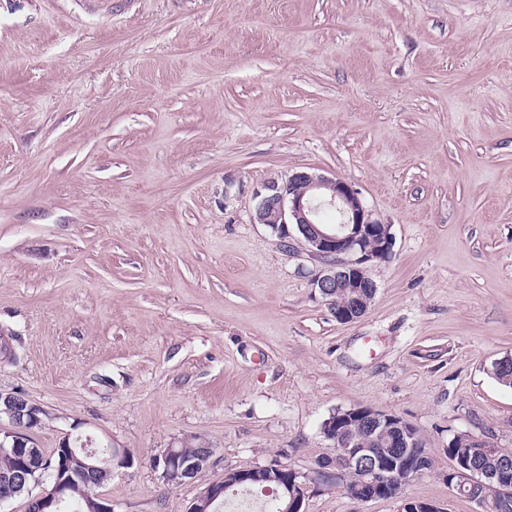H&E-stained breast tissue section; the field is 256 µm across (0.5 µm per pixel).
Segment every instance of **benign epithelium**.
I'll return each instance as SVG.
<instances>
[{
  "mask_svg": "<svg viewBox=\"0 0 512 512\" xmlns=\"http://www.w3.org/2000/svg\"><path fill=\"white\" fill-rule=\"evenodd\" d=\"M254 223L265 225L281 246L290 248L291 241L302 243L309 255L321 263L311 275V284L322 298L338 288L349 294L350 303L331 310L336 322L351 323L361 319L368 311L367 296L376 295L377 285L367 276L368 264L376 259L392 256L394 241L390 225L372 217L363 204L359 192L348 182L324 175L299 171L286 179L272 178L253 189ZM332 209L338 222L325 224L321 213ZM47 411L28 399L0 391V417H5L8 427L0 429V449L13 455L26 456L24 466L4 476L18 492L32 482L45 483L47 488L29 499L27 512H54L66 501L74 481L72 472L79 468L87 476L92 488L103 486L112 478L114 470L127 468L133 456L126 448L110 447L107 465L99 464L92 453L81 461L70 454L66 433L56 448L59 456L46 478L34 475L39 449L34 437L35 429L43 423ZM363 426L375 440L380 435L396 430L400 434L401 449L389 456L381 448H370L366 441L354 434V428ZM322 436L334 447V456L316 462L308 473L299 472L282 464L236 469L224 472V478L205 487L195 497L187 512H206L207 507L224 496L232 486L244 485L260 472L276 480L290 502L283 512H302L310 488L326 479L345 483L344 473L359 471L366 478L369 491L356 496L358 502L380 498H397L400 490L394 484L399 468L407 469L410 478L422 475L429 469L426 458L419 455L418 430L402 418L372 407H356L331 415L320 430ZM193 457H183L174 448H168L154 460V468L168 484L180 485L208 467L215 449L204 439ZM493 468L476 469L463 459L452 460L448 470V485L457 494L478 506V512H492L497 506L512 500V449L499 448ZM399 512H445V509L427 501L405 498Z\"/></svg>",
  "mask_w": 512,
  "mask_h": 512,
  "instance_id": "benign-epithelium-1",
  "label": "benign epithelium"
}]
</instances>
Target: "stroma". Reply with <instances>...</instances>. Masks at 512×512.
Masks as SVG:
<instances>
[{
	"label": "stroma",
	"instance_id": "obj_1",
	"mask_svg": "<svg viewBox=\"0 0 512 512\" xmlns=\"http://www.w3.org/2000/svg\"><path fill=\"white\" fill-rule=\"evenodd\" d=\"M351 183L394 236L341 324L252 188ZM0 390L133 455L115 512H187L225 471L307 472L339 409L395 414L432 467L401 498L476 512L448 442L512 448V0H0ZM212 464L168 485L187 437ZM200 448L198 453L193 457L197 448V439L193 437L182 441L179 448H167L164 453L154 460V468L160 470V477L167 484L180 485L187 482L189 479L202 469L208 467L212 458L215 455V449L204 439L199 438Z\"/></svg>",
	"mask_w": 512,
	"mask_h": 512
}]
</instances>
